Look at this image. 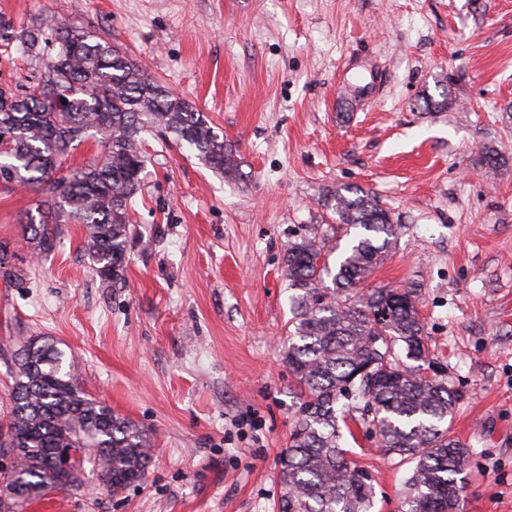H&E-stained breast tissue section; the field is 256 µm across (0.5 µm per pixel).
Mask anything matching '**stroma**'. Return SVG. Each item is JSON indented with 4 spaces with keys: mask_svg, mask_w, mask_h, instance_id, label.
Returning <instances> with one entry per match:
<instances>
[{
    "mask_svg": "<svg viewBox=\"0 0 512 512\" xmlns=\"http://www.w3.org/2000/svg\"><path fill=\"white\" fill-rule=\"evenodd\" d=\"M0 18L112 42L208 116L241 173L146 135L118 282L83 225L33 253L47 195L0 183V425L17 349L42 337L153 442L120 496L88 469L16 512H276L298 410L284 252L331 235L346 190L398 224L367 285L417 289L426 362L460 394L461 512H512V0H0ZM353 432L370 512H404L410 464Z\"/></svg>",
    "mask_w": 512,
    "mask_h": 512,
    "instance_id": "35a3bbf8",
    "label": "stroma"
}]
</instances>
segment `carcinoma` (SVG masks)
Wrapping results in <instances>:
<instances>
[{"label": "carcinoma", "instance_id": "carcinoma-1", "mask_svg": "<svg viewBox=\"0 0 512 512\" xmlns=\"http://www.w3.org/2000/svg\"><path fill=\"white\" fill-rule=\"evenodd\" d=\"M14 42L27 56L56 49L39 75L14 90L0 87V137H6L0 180L53 197L50 210L39 206L38 217L28 221L34 250L52 251V225L83 224L84 251L96 273L122 279L133 232L129 211L148 161L146 131L170 133L215 172L240 177L232 149L205 113L111 43L66 24L37 33L0 24V45L8 50ZM54 93L67 101L59 110ZM98 135L97 162L71 168L74 150ZM330 206L338 229L359 230L336 270L316 229L289 243L284 255L295 312L283 354L301 402L281 459L278 512H369L371 480L340 444L343 432H352L350 412L360 402L382 449L412 465L408 512H459L469 449L446 427L459 395L405 363L426 357L416 291L360 289L397 239L398 225L367 192L353 199L338 192ZM64 356L39 338L20 347L9 418L0 428V457L16 461L0 469L8 493L0 512L76 485L87 463L114 494L146 478L150 435L89 397L64 370ZM62 448L96 454L65 463Z\"/></svg>", "mask_w": 512, "mask_h": 512}]
</instances>
